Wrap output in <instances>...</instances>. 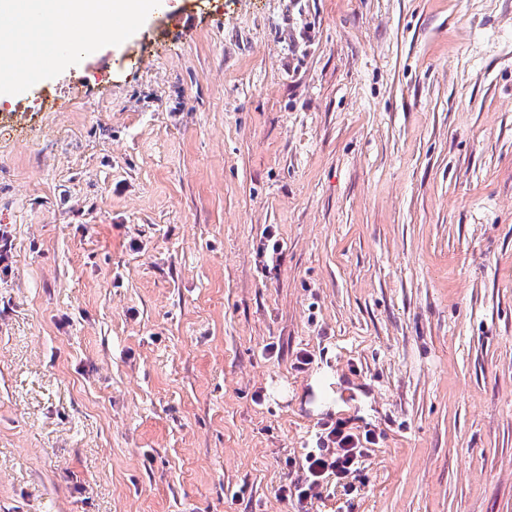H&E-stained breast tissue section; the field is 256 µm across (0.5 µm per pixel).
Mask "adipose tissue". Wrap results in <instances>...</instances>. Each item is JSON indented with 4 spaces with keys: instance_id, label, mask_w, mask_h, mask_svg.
I'll list each match as a JSON object with an SVG mask.
<instances>
[{
    "instance_id": "obj_1",
    "label": "adipose tissue",
    "mask_w": 512,
    "mask_h": 512,
    "mask_svg": "<svg viewBox=\"0 0 512 512\" xmlns=\"http://www.w3.org/2000/svg\"><path fill=\"white\" fill-rule=\"evenodd\" d=\"M159 5V0H56L55 38L75 43L90 30L106 40L112 35L113 22L133 26Z\"/></svg>"
}]
</instances>
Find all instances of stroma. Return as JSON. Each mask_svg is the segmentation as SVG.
<instances>
[{
  "label": "stroma",
  "instance_id": "35a3bbf8",
  "mask_svg": "<svg viewBox=\"0 0 512 512\" xmlns=\"http://www.w3.org/2000/svg\"><path fill=\"white\" fill-rule=\"evenodd\" d=\"M18 97L0 512H293L331 422L312 512H512V0H165ZM322 430L317 438V448L305 456L303 477L289 484L286 482L278 488L280 497L293 501L297 512H309L308 505H312L313 499L322 496L330 478H333L336 485H341L359 470L368 453L364 443L374 444L372 433H365L364 442L359 435L345 431L342 423Z\"/></svg>",
  "mask_w": 512,
  "mask_h": 512
}]
</instances>
